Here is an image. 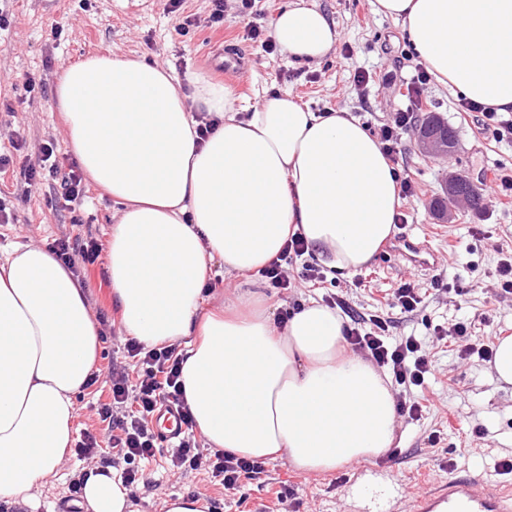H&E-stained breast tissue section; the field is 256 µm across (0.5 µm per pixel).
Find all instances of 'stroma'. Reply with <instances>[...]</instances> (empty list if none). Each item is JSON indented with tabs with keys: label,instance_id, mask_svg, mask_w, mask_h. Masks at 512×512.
Returning a JSON list of instances; mask_svg holds the SVG:
<instances>
[{
	"label": "stroma",
	"instance_id": "stroma-1",
	"mask_svg": "<svg viewBox=\"0 0 512 512\" xmlns=\"http://www.w3.org/2000/svg\"><path fill=\"white\" fill-rule=\"evenodd\" d=\"M289 2L255 0L253 8L242 13L238 0H226L223 26L210 27L205 23L209 0H185L179 13L169 12L168 0H7L10 25L0 30V95L11 96L13 87L29 80L35 81L36 90L32 96L13 99L15 117L0 118V150H10L13 134L25 141L20 151L13 152L10 167L0 173V191L11 194L13 201L10 223H0V254L17 246L45 247L63 236L108 241L115 211L110 196L92 187L84 200L64 208L57 202L58 180L36 185L26 180V169L36 164L45 142L55 143L62 165L74 163L53 91L64 68L90 55L135 57L160 65L188 96L194 92L195 78L219 81L215 66L226 62L239 73L232 88L240 105L255 106L264 91L282 90L318 112L348 110L373 132L388 122L405 104L398 87L380 89L371 84L360 91L353 76L379 70L404 78L413 75L419 59L402 24L377 14L376 0H314L333 20L339 37L333 54L318 63L302 64L278 52L266 53L260 43L243 37L249 24L271 35L274 20ZM186 14L196 15L200 23L182 32L178 26ZM458 100L457 94L432 81L424 89L418 112L422 118L437 116L453 129L456 148L452 154L426 155L413 130L399 144L416 195L401 200L399 208L408 221L394 226L393 233L413 243H426L432 251L429 265H412L407 249H382L358 272L330 268L319 287L287 291L270 287L257 273H225L217 263L211 264L208 275L217 304L257 290L279 317L307 300L336 292L346 295L359 313L390 317L391 336L411 334L429 343L432 374L423 394L430 404L419 421L398 420L391 448L372 461L377 469L396 470L412 493L422 490L428 470H435L439 481H447V462H455L461 471L490 474L495 461L512 457V386L497 382L490 362L460 361L451 344L433 342L435 325L462 319L471 322L477 340L497 327L512 335V295L500 296L495 272L498 248L512 249V206L496 205L484 184L486 172L512 169V142L498 140L490 131L477 133L472 123L460 118ZM452 172L474 182L481 203H451L450 219L442 220L433 205L445 197ZM107 264L103 256L78 269L100 331L95 371L103 377L112 365L128 362L127 335L112 330L119 313L112 302ZM405 283L418 288L422 296L411 313L389 306L393 290ZM476 425L486 428L484 437L473 434ZM108 464L119 471L125 468L124 462L113 461L105 447L91 462L68 452L56 477L38 488L42 506L37 512H76L75 482ZM356 468L351 462L329 473L304 474L285 458L270 459L265 476L242 478L234 497L225 495L210 474L181 475L172 469L168 455L159 454L139 463V480L129 497L135 512H167L166 503L180 496L202 500L207 512H253L259 502L267 512H358L352 498L343 493ZM285 484L295 486L298 494L296 500L281 504L276 493Z\"/></svg>",
	"mask_w": 512,
	"mask_h": 512
}]
</instances>
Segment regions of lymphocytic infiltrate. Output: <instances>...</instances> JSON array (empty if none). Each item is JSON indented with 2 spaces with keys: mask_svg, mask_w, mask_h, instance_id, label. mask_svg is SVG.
Instances as JSON below:
<instances>
[{
  "mask_svg": "<svg viewBox=\"0 0 512 512\" xmlns=\"http://www.w3.org/2000/svg\"><path fill=\"white\" fill-rule=\"evenodd\" d=\"M430 80L426 69H416L407 81L406 107L398 109L392 122L381 125L379 142L400 186L402 197L414 196L415 186L398 149L404 132L412 128L420 97ZM49 173L60 179V197L64 204H71L85 197L83 176L78 169L62 171L53 144H45L35 165L27 169L29 183H36L41 173ZM308 250L301 233H293L287 240L280 259L272 261L261 271L271 287L288 289L293 278L314 285L323 283L324 272L316 266L305 264L296 275H289L287 266L298 260ZM330 308L339 310L347 317L343 333L352 352L374 361L385 368L396 384L409 390L424 388L431 374L428 352L414 336L395 338L390 336V322L373 315L366 317L353 312L347 299L339 294L325 296ZM125 349L133 361L132 369H112L109 374L110 396L100 405L98 416L108 432V443L114 457L131 463L146 460L161 452L160 441L150 426L155 413L164 406L180 409L184 429L171 448L173 467L188 473L207 470L219 477L225 493L236 494L241 478H259L265 471V463L224 451L214 456L200 455L196 448L193 421L185 411V401L180 377V358L176 346L146 347L136 339H128Z\"/></svg>",
  "mask_w": 512,
  "mask_h": 512,
  "instance_id": "1",
  "label": "lymphocytic infiltrate"
}]
</instances>
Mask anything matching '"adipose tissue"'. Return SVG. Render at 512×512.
<instances>
[{
	"instance_id": "ef3b65f1",
	"label": "adipose tissue",
	"mask_w": 512,
	"mask_h": 512,
	"mask_svg": "<svg viewBox=\"0 0 512 512\" xmlns=\"http://www.w3.org/2000/svg\"><path fill=\"white\" fill-rule=\"evenodd\" d=\"M402 20L438 83L512 112V0H376ZM286 57L316 63L338 33L302 0L274 22ZM69 147L116 204L107 242L112 298L128 336L183 342L180 380L197 431L213 448L286 457L325 473L383 454L395 399L370 361L343 348L344 320L311 300L276 328L252 292L206 311L209 264L256 271L301 232L339 270L368 265L390 236L399 185L378 139L349 112L317 113L286 91L254 108L198 78L185 96L166 69L94 56L55 87ZM220 124L198 140L194 109ZM99 331L84 287L49 249L0 257V499L36 512L34 488L73 441L75 396L95 367ZM90 512H133L114 468L88 476Z\"/></svg>"
}]
</instances>
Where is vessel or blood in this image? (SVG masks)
<instances>
[{
    "label": "vessel or blood",
    "mask_w": 512,
    "mask_h": 512,
    "mask_svg": "<svg viewBox=\"0 0 512 512\" xmlns=\"http://www.w3.org/2000/svg\"><path fill=\"white\" fill-rule=\"evenodd\" d=\"M157 431L165 441H174L179 432L180 417L176 411H160L155 415ZM357 477L378 476L386 491L366 504V512H396L403 480L396 471L377 473L375 468L357 470ZM411 512H512V486L493 483L479 476H452L447 485L426 490L413 503Z\"/></svg>",
    "instance_id": "vessel-or-blood-1"
}]
</instances>
